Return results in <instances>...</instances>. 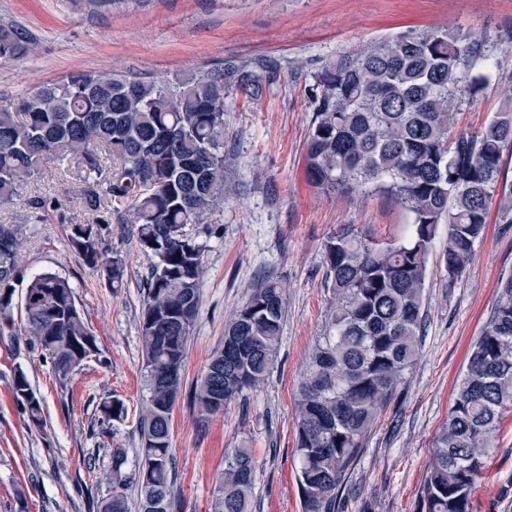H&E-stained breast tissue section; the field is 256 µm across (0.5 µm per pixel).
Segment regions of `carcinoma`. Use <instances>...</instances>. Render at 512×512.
I'll list each match as a JSON object with an SVG mask.
<instances>
[{"label":"carcinoma","instance_id":"cac0c4a2","mask_svg":"<svg viewBox=\"0 0 512 512\" xmlns=\"http://www.w3.org/2000/svg\"><path fill=\"white\" fill-rule=\"evenodd\" d=\"M27 44L0 27V59ZM483 43L442 30L408 32L341 55L315 76L306 140V177L316 188L350 195L383 193L413 216L406 238L377 242L347 228L324 243L334 306L317 337L296 399V453L304 512H335L336 491L354 464L422 347L424 288L438 226L448 225L442 261L460 273L488 224H512V99L478 133L452 134L463 105L488 84L480 73ZM262 73L240 68L232 77L260 91ZM228 77L201 76L176 83L128 75L75 72L0 110V201L21 198L29 180L53 158L65 157L95 175L83 191L94 212L129 202L136 240L151 261L140 316L144 384L139 416L141 448L134 476L123 471V449L112 451V496L98 512H128V481L138 512H179L171 448L173 409L183 387L187 343L200 302L206 243L187 226L203 223L224 203V89ZM110 159L103 168L101 154ZM72 249L92 269L120 284L125 266L106 257L98 229L72 226ZM18 238L0 224V335L10 332L16 283L23 278ZM23 308L30 336L67 387L97 353L68 279L31 278ZM285 312L280 284L253 288L224 326V341L190 390L200 416L224 408L262 383L277 358ZM24 371L15 369L13 393L30 421L42 407ZM512 415V273L498 283V299L472 344L448 416L434 441L420 486L424 512H474L473 492L495 433ZM256 461L248 448L225 457L210 512H253Z\"/></svg>","mask_w":512,"mask_h":512}]
</instances>
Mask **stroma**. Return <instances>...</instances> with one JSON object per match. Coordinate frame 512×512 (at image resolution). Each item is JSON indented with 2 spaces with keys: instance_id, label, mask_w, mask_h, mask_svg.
Here are the masks:
<instances>
[{
  "instance_id": "stroma-1",
  "label": "stroma",
  "mask_w": 512,
  "mask_h": 512,
  "mask_svg": "<svg viewBox=\"0 0 512 512\" xmlns=\"http://www.w3.org/2000/svg\"><path fill=\"white\" fill-rule=\"evenodd\" d=\"M0 27L22 33L27 54L0 59V109H16L36 86L74 72L122 73L146 81L215 75L227 67L277 68L260 94L241 86L224 98L223 207L189 231L207 243L201 305L184 362V394L172 416L175 490L182 512H208L224 458L252 449L254 512H303L297 485L295 399L304 364L332 304L323 245L341 225L377 241L403 238L409 213L393 198L344 196L312 187L305 173L313 76L336 56L408 30L434 27L476 35L491 64L489 85L464 104L457 128L477 132L512 97V0H0ZM68 160L47 163L20 201L0 205V224L18 230L25 277L67 278L98 353L68 387L31 346L22 303L14 331L0 335V512H96L112 494V451L133 473L146 391L139 318L149 261L136 245L128 205L112 207L102 234L127 275L111 287L69 244L72 225L93 224L84 184ZM41 197L45 208L30 207ZM440 225L428 260L427 318L420 356L375 426L336 495V512H421L418 491L432 443L453 399L470 345L512 273V224L491 219L465 270L448 275ZM279 281L286 309L277 358L259 387L223 414L198 415L187 394L224 338V323L250 290ZM22 368L42 403L34 426L13 396ZM123 401L122 420L103 402ZM473 494L475 512H512V416L496 435Z\"/></svg>"
}]
</instances>
